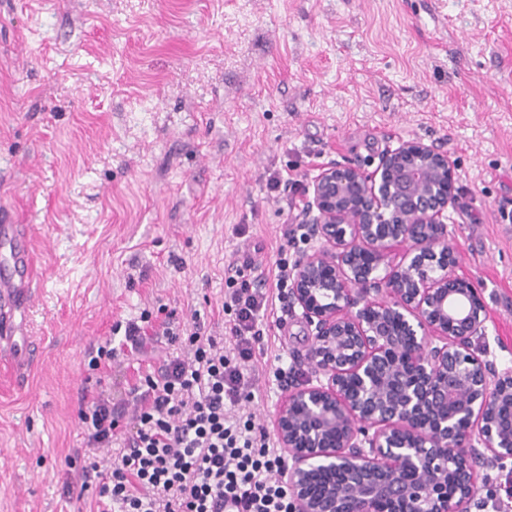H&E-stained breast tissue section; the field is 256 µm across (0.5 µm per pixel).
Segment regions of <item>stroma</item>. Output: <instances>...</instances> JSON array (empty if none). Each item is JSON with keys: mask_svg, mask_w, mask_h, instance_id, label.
<instances>
[{"mask_svg": "<svg viewBox=\"0 0 512 512\" xmlns=\"http://www.w3.org/2000/svg\"><path fill=\"white\" fill-rule=\"evenodd\" d=\"M407 140L454 163L456 273L512 367V0H0V224L32 236L40 356L23 392L0 361V512H64L83 386L139 378L98 343L162 306L229 336L232 289L314 250L319 171ZM260 327L238 412L269 432L312 338L297 308Z\"/></svg>", "mask_w": 512, "mask_h": 512, "instance_id": "35a3bbf8", "label": "stroma"}]
</instances>
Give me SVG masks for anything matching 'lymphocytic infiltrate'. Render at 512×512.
Here are the masks:
<instances>
[{
  "mask_svg": "<svg viewBox=\"0 0 512 512\" xmlns=\"http://www.w3.org/2000/svg\"><path fill=\"white\" fill-rule=\"evenodd\" d=\"M273 303L260 289H235L229 347L197 320L127 323L122 345L129 352L147 354L163 337L179 353L132 385L122 403L101 392L83 397V441L68 457L66 495L87 501L88 512H288L274 477L280 458L251 421L235 416L260 313ZM124 421L130 432L122 448L100 464L98 452L111 447Z\"/></svg>",
  "mask_w": 512,
  "mask_h": 512,
  "instance_id": "obj_1",
  "label": "lymphocytic infiltrate"
}]
</instances>
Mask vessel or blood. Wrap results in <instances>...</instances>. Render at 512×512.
I'll list each match as a JSON object with an SVG mask.
<instances>
[{
  "mask_svg": "<svg viewBox=\"0 0 512 512\" xmlns=\"http://www.w3.org/2000/svg\"><path fill=\"white\" fill-rule=\"evenodd\" d=\"M0 245L9 256L0 262V355L12 363L16 382L26 386L37 361L38 348L32 337L21 335L18 315L35 301L36 291L30 236L23 226L0 224Z\"/></svg>",
  "mask_w": 512,
  "mask_h": 512,
  "instance_id": "vessel-or-blood-1",
  "label": "vessel or blood"
}]
</instances>
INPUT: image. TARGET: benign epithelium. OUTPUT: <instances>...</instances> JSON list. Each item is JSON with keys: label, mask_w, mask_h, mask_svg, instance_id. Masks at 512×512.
<instances>
[{"label": "benign epithelium", "mask_w": 512, "mask_h": 512, "mask_svg": "<svg viewBox=\"0 0 512 512\" xmlns=\"http://www.w3.org/2000/svg\"><path fill=\"white\" fill-rule=\"evenodd\" d=\"M453 170L408 140L371 172L333 163L312 182L317 247L288 291L313 336L311 378L274 424L289 512H471L480 490L498 495L479 477L512 460V368L489 360L479 290L455 274Z\"/></svg>", "instance_id": "benign-epithelium-1"}]
</instances>
